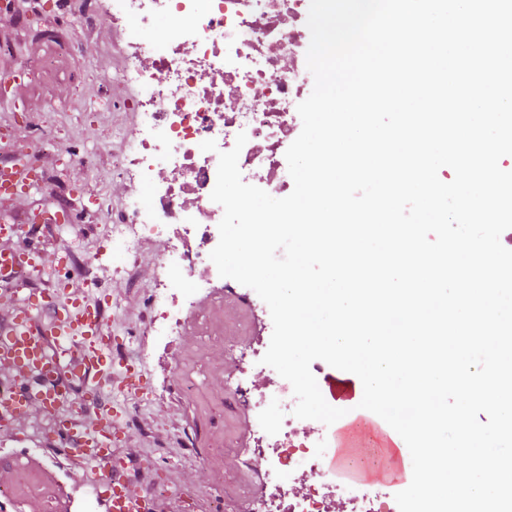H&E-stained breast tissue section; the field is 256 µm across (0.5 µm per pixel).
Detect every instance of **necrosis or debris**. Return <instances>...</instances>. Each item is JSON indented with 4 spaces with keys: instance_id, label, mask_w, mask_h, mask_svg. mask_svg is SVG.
<instances>
[{
    "instance_id": "4bbe7bcc",
    "label": "necrosis or debris",
    "mask_w": 512,
    "mask_h": 512,
    "mask_svg": "<svg viewBox=\"0 0 512 512\" xmlns=\"http://www.w3.org/2000/svg\"><path fill=\"white\" fill-rule=\"evenodd\" d=\"M309 6L310 0H116L112 7V24L125 36L121 77L139 84L142 114L125 154L137 185L112 226V246L129 250L145 239L162 244L151 308L153 329L166 336L199 327L230 339L246 330L243 316L253 311V300L238 292L236 281L220 278L210 259L223 217L210 195L218 154L231 150L241 133L247 136L238 159L243 181L281 194V148L307 70ZM31 39L32 65L46 80L74 79L64 29L37 31ZM159 73L165 83H155ZM207 140L216 141L217 151L201 150ZM164 164L175 179H161ZM204 284L211 305L199 316L194 296ZM232 395L251 418L249 440L273 467L242 486L247 512H399L378 490L352 495L337 483L328 427L311 428L294 416L289 382L239 383Z\"/></svg>"
}]
</instances>
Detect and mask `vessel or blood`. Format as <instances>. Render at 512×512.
Listing matches in <instances>:
<instances>
[{"label": "vessel or blood", "instance_id": "obj_1", "mask_svg": "<svg viewBox=\"0 0 512 512\" xmlns=\"http://www.w3.org/2000/svg\"><path fill=\"white\" fill-rule=\"evenodd\" d=\"M49 254L36 242H15L0 247V272L11 271L23 283L31 269L49 262ZM0 306L9 309L0 324V365L10 375L0 382V425L8 427L27 420L33 413L50 414L59 399L47 390L37 391L30 375L43 380L82 378L102 407L95 415L83 413L57 421L55 437L64 458L74 464L77 484L100 490L105 512H149L150 494L127 484L118 465L112 462V433L118 422L104 401L112 394V369L104 317L99 303L71 291L58 281L53 291L35 290L24 298L0 295ZM322 395L334 407L346 410L349 422L342 436L343 448L362 446L378 433L377 420L363 415L350 381L327 378ZM14 482L12 467L0 468V512H24L22 502L9 489Z\"/></svg>", "mask_w": 512, "mask_h": 512}]
</instances>
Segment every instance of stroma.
<instances>
[{"mask_svg":"<svg viewBox=\"0 0 512 512\" xmlns=\"http://www.w3.org/2000/svg\"><path fill=\"white\" fill-rule=\"evenodd\" d=\"M30 25L66 30L74 47L70 63L83 80L41 87L26 75L22 87L0 97V125L10 133L0 141V165L25 154L46 174L25 197L0 205V214L16 219L18 237L42 238L52 256L32 271L29 286L41 290L61 278L101 303L112 338V403L134 417L118 450L133 464L127 474L132 483L148 490L157 482L166 485L156 512H213L218 498L224 512H243L234 455L244 445L248 416L227 399L237 366L223 335L189 332L171 341L153 332L148 296L159 245L144 240L116 258L105 243L127 191L113 165L138 122L133 91L116 82L121 54L108 50L112 24L105 19L87 28L61 0H16L8 15L0 14V40L12 45L10 55L0 56V74L30 68ZM84 154L97 156L94 168L70 164L71 156ZM48 204L78 215L76 228L63 232L53 224L23 222L25 213ZM129 360L140 375V389L132 394L119 382Z\"/></svg>","mask_w":512,"mask_h":512,"instance_id":"stroma-1","label":"stroma"}]
</instances>
